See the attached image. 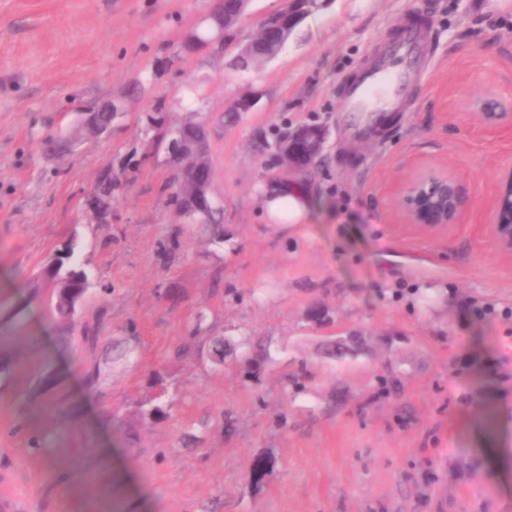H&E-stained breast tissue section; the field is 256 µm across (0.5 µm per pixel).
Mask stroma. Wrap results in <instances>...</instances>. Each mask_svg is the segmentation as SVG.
Returning <instances> with one entry per match:
<instances>
[{
    "label": "stroma",
    "instance_id": "obj_1",
    "mask_svg": "<svg viewBox=\"0 0 512 512\" xmlns=\"http://www.w3.org/2000/svg\"><path fill=\"white\" fill-rule=\"evenodd\" d=\"M209 4L0 0V347L14 358L0 373V512H512V255L482 229L512 130L480 117L512 112V0H325L253 76L228 49L179 54ZM403 17L425 20L431 53L385 136L350 143L336 86ZM191 87L220 242L170 205L148 124L159 104L165 126L182 122ZM251 88L258 106L224 123ZM114 98L111 133L87 134L82 114ZM312 123L332 147L310 180L324 206L308 224L265 223L253 194L279 167L258 145ZM58 136L72 149L46 152ZM107 165L123 185L103 224L84 203ZM423 167L472 203L452 230L397 206ZM73 237L94 285L64 346L41 271ZM197 323L205 336L184 351ZM253 338L270 355L257 373L243 358ZM118 343L132 360L89 395L87 371ZM106 442L125 472L103 464ZM260 456L274 468L257 486Z\"/></svg>",
    "mask_w": 512,
    "mask_h": 512
}]
</instances>
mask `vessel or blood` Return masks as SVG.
I'll return each mask as SVG.
<instances>
[{
    "mask_svg": "<svg viewBox=\"0 0 512 512\" xmlns=\"http://www.w3.org/2000/svg\"><path fill=\"white\" fill-rule=\"evenodd\" d=\"M429 50L420 31L404 26L400 41L388 52L377 54L360 79L344 87L342 110L350 119L352 136L369 134L384 114L398 105L417 59Z\"/></svg>",
    "mask_w": 512,
    "mask_h": 512,
    "instance_id": "vessel-or-blood-1",
    "label": "vessel or blood"
}]
</instances>
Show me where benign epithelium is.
<instances>
[{
    "label": "benign epithelium",
    "mask_w": 512,
    "mask_h": 512,
    "mask_svg": "<svg viewBox=\"0 0 512 512\" xmlns=\"http://www.w3.org/2000/svg\"><path fill=\"white\" fill-rule=\"evenodd\" d=\"M285 9L265 16L266 23L259 33L269 40L282 38L280 27ZM260 93L250 90L233 101L242 112L251 111L259 102ZM485 124L493 128L512 125L511 112H485ZM329 154L328 130L326 127L299 125L288 132V137L279 145L277 155L280 176L294 177L309 175L317 164ZM194 183L204 202L184 214L188 220H195V214L205 212L206 205L212 204L213 180L211 167L191 166ZM512 195V170L501 180L492 208L487 212L488 224L485 230L498 250L512 253V224L499 220V206L506 196ZM397 204L402 213L414 224L437 231H450L470 207L462 194L457 180L446 171L434 168L417 171L398 191Z\"/></svg>",
    "instance_id": "benign-epithelium-1"
}]
</instances>
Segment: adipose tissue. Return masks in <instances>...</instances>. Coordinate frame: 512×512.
Segmentation results:
<instances>
[{
  "label": "adipose tissue",
  "instance_id": "adipose-tissue-1",
  "mask_svg": "<svg viewBox=\"0 0 512 512\" xmlns=\"http://www.w3.org/2000/svg\"><path fill=\"white\" fill-rule=\"evenodd\" d=\"M259 212L271 224H304L315 206L309 187L297 182L263 184L254 195Z\"/></svg>",
  "mask_w": 512,
  "mask_h": 512
}]
</instances>
